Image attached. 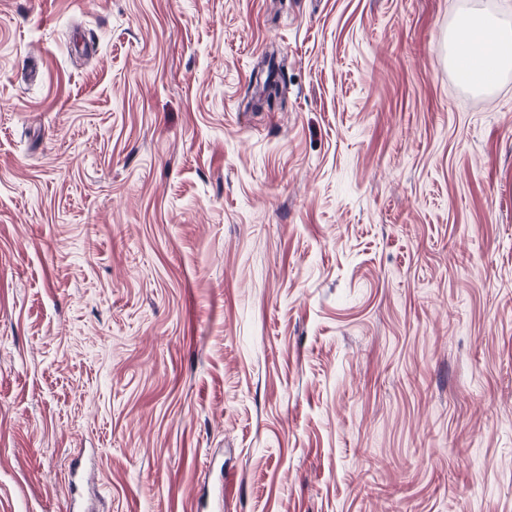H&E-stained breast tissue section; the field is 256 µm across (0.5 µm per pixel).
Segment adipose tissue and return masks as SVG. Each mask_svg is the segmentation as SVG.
I'll return each mask as SVG.
<instances>
[{
    "mask_svg": "<svg viewBox=\"0 0 512 512\" xmlns=\"http://www.w3.org/2000/svg\"><path fill=\"white\" fill-rule=\"evenodd\" d=\"M448 59L474 90H490L501 72L512 70V23L477 11L461 12L448 32Z\"/></svg>",
    "mask_w": 512,
    "mask_h": 512,
    "instance_id": "1",
    "label": "adipose tissue"
}]
</instances>
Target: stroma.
<instances>
[{
    "instance_id": "stroma-1",
    "label": "stroma",
    "mask_w": 512,
    "mask_h": 512,
    "mask_svg": "<svg viewBox=\"0 0 512 512\" xmlns=\"http://www.w3.org/2000/svg\"><path fill=\"white\" fill-rule=\"evenodd\" d=\"M512 0H0V512H512ZM484 48L481 66H467L468 48L473 42ZM448 63L457 62L462 79L476 91L490 90L501 72L512 70V23L477 11H463L448 32Z\"/></svg>"
}]
</instances>
